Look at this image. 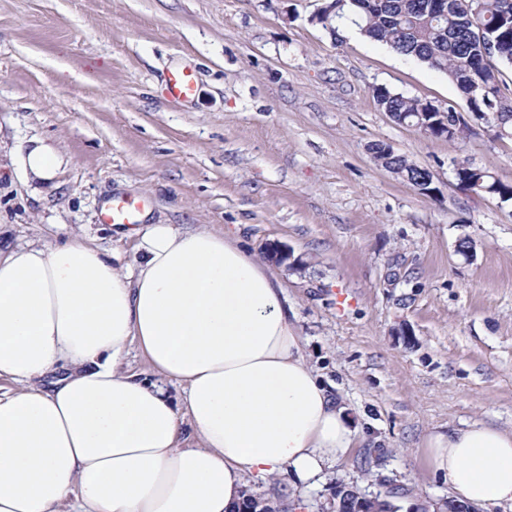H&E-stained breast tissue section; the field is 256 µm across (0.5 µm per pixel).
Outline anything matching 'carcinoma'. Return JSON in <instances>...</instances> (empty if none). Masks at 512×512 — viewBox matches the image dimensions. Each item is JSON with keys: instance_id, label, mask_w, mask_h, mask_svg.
Wrapping results in <instances>:
<instances>
[{"instance_id": "cac0c4a2", "label": "carcinoma", "mask_w": 512, "mask_h": 512, "mask_svg": "<svg viewBox=\"0 0 512 512\" xmlns=\"http://www.w3.org/2000/svg\"><path fill=\"white\" fill-rule=\"evenodd\" d=\"M448 9H435V0H336V18H351L359 33L382 42L394 52L412 57L448 76L463 93L467 114L453 104L444 109L416 97L395 93L385 87L373 89L377 107L397 122L425 124L430 112H448V131L433 127L424 133L454 141L468 128V120L487 125L500 139H512V104L502 93L503 70L512 69V3L507 0H444ZM334 18V19H336ZM334 19L319 20L323 27L337 31ZM384 145L368 147L374 162L410 184L429 171ZM453 173L468 189L512 201V182L501 179L487 167L455 159ZM365 495L357 485H343L336 497L340 512H352L354 503Z\"/></svg>"}]
</instances>
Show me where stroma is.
<instances>
[{
  "mask_svg": "<svg viewBox=\"0 0 512 512\" xmlns=\"http://www.w3.org/2000/svg\"><path fill=\"white\" fill-rule=\"evenodd\" d=\"M324 4L0 0V244L79 233L134 264L132 241L101 221L120 195L146 202L144 223L231 230L260 259L285 246L288 317L358 439L313 484L251 490L328 512L337 484L399 486L409 512L451 496L430 434L512 431V203L464 188L451 166L511 181L512 140L480 122L455 141L394 122L375 87L461 111L464 96L354 26L331 34L314 19ZM184 66L197 91L176 102L165 79ZM33 139L64 159L51 182L18 167ZM373 143L428 168L435 194L377 166Z\"/></svg>",
  "mask_w": 512,
  "mask_h": 512,
  "instance_id": "obj_1",
  "label": "stroma"
}]
</instances>
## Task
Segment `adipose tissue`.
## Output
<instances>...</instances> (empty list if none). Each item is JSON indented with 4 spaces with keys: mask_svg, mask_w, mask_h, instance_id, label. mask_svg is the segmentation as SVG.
<instances>
[{
    "mask_svg": "<svg viewBox=\"0 0 512 512\" xmlns=\"http://www.w3.org/2000/svg\"><path fill=\"white\" fill-rule=\"evenodd\" d=\"M16 155L42 182L63 164L39 140ZM122 234L135 268L79 234L0 249V512H237L253 481L348 458L357 430L269 265L205 226ZM134 347L151 374L125 369ZM427 449L453 499L512 508V432L474 424Z\"/></svg>",
    "mask_w": 512,
    "mask_h": 512,
    "instance_id": "adipose-tissue-1",
    "label": "adipose tissue"
}]
</instances>
